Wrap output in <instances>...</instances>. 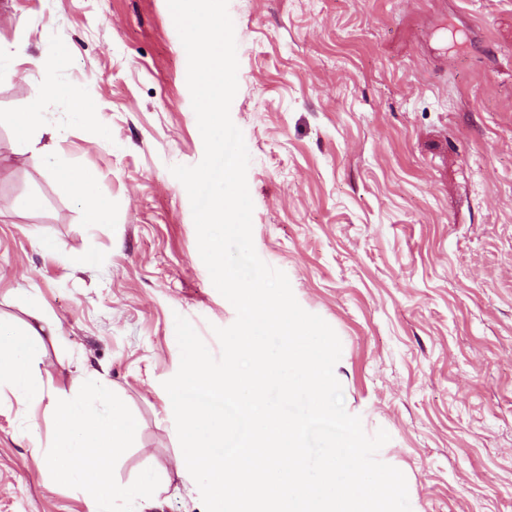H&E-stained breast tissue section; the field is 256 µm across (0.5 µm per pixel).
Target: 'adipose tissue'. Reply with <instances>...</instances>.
<instances>
[{"instance_id":"obj_1","label":"adipose tissue","mask_w":512,"mask_h":512,"mask_svg":"<svg viewBox=\"0 0 512 512\" xmlns=\"http://www.w3.org/2000/svg\"><path fill=\"white\" fill-rule=\"evenodd\" d=\"M42 83L43 98L12 117L17 151L50 160L53 171L62 173L66 188L82 199L88 223H102L107 206L90 191L91 173L63 167L52 147L41 144L36 133L43 125L45 100L63 92L50 72H43ZM56 329V324L45 318L38 325L21 327L0 319V390L8 389L21 405L32 408L44 399L40 336L54 334ZM79 378L84 389L57 402L50 412L54 448L48 452L36 448L32 454L55 482L77 489L94 502L98 512H105L111 495L108 465L128 446L137 422L122 398L101 384L98 371L81 369Z\"/></svg>"}]
</instances>
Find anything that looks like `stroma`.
Segmentation results:
<instances>
[{
    "label": "stroma",
    "instance_id": "obj_1",
    "mask_svg": "<svg viewBox=\"0 0 512 512\" xmlns=\"http://www.w3.org/2000/svg\"><path fill=\"white\" fill-rule=\"evenodd\" d=\"M259 257L337 333L336 377L411 512H512V0H229ZM0 316L43 336L47 398L99 370L139 429L110 474L151 473L162 512H203L176 471L164 381L180 365L175 315L212 353L234 307L213 286L171 166L204 144L167 0H0ZM52 70L54 149L111 205L89 225L9 117ZM88 115L70 119L67 90ZM38 196L35 210L17 206ZM51 240L54 250L41 246ZM30 292L33 304L19 299ZM43 409L0 399V512H92L32 457Z\"/></svg>",
    "mask_w": 512,
    "mask_h": 512
}]
</instances>
